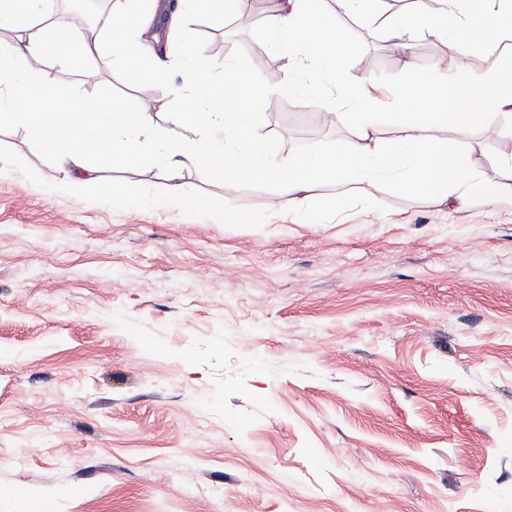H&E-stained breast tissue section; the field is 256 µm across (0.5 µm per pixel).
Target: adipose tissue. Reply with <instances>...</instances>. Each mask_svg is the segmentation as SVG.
Returning a JSON list of instances; mask_svg holds the SVG:
<instances>
[{"instance_id":"ef3b65f1","label":"adipose tissue","mask_w":512,"mask_h":512,"mask_svg":"<svg viewBox=\"0 0 512 512\" xmlns=\"http://www.w3.org/2000/svg\"><path fill=\"white\" fill-rule=\"evenodd\" d=\"M265 24L272 49L286 53L281 72V89L291 88L301 71L317 66L329 76L331 92L349 102L351 109L335 113L336 121L358 132L354 141H343L326 153L303 157L281 155L273 143L255 147L241 139L238 124L249 120L262 125L264 116L249 107L248 100L265 87V78L240 65H230L224 82L222 106H214L211 94L189 93L184 111L176 113L178 123L203 119L209 135L201 141L161 139L158 152L170 179H177L185 163L204 165L212 175H223L226 157L249 160L254 151L266 158L263 173L281 189L297 197L324 178L372 182L403 168L410 173L407 190L437 194L448 184L474 177L472 165L462 160L456 146L436 141L432 130L452 128L467 132L476 120L466 108L468 93L483 91L485 101L496 110L512 111V70L472 71L453 81L420 82L405 92L414 101L412 111L396 113L404 133L403 152L391 158L372 142L375 124L368 112L373 101L366 82L348 85L342 63L346 37L336 24V14L358 16L376 12L380 0H336L328 11L326 0H269ZM438 10L426 14L408 10L396 20L390 36L404 60H411L412 33L427 29L457 47L465 34L489 27L512 31V0H479L465 6L464 0H437ZM44 0H0V29L17 32L12 42L0 41V125L31 128L59 162V170L74 184L94 182L97 166L135 158L152 129L148 113H130L121 102L103 101L81 94L74 88L52 81L43 72L47 61L62 54L86 63L94 59L99 46L77 27L61 28L52 23ZM166 17V36L153 28L158 15ZM184 9H170L166 0H114L103 32L110 52L133 70L138 81L165 90L168 70L179 63L192 72L193 79L205 80L211 65L195 48L187 46L173 60L162 59L181 34Z\"/></svg>"}]
</instances>
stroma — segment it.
I'll return each mask as SVG.
<instances>
[{"label": "stroma", "instance_id": "obj_1", "mask_svg": "<svg viewBox=\"0 0 512 512\" xmlns=\"http://www.w3.org/2000/svg\"><path fill=\"white\" fill-rule=\"evenodd\" d=\"M189 15L185 36L278 76L260 17ZM399 8L344 20L350 77L433 79L443 39H389ZM459 72L508 64L464 40ZM58 83L194 140L167 93L107 53L49 61ZM324 77L253 104L255 139L300 156L353 139L319 126ZM457 145L494 196L322 182L307 203L243 166L169 180L159 160L78 188L40 139L0 126V512H512V114L481 108Z\"/></svg>", "mask_w": 512, "mask_h": 512}]
</instances>
